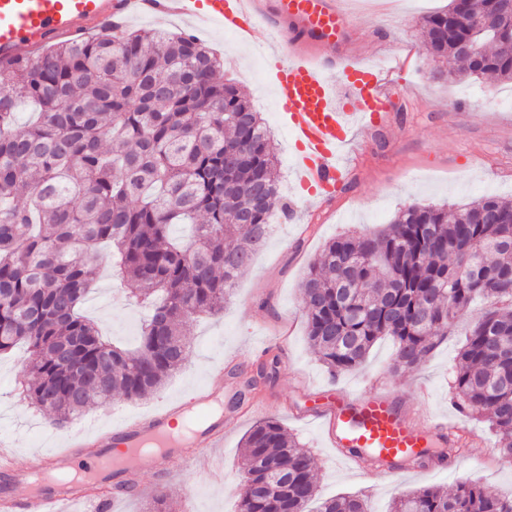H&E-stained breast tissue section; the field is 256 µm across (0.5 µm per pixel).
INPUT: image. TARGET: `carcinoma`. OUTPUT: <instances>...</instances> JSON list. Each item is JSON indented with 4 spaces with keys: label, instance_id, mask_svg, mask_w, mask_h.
Here are the masks:
<instances>
[{
    "label": "carcinoma",
    "instance_id": "1",
    "mask_svg": "<svg viewBox=\"0 0 512 512\" xmlns=\"http://www.w3.org/2000/svg\"><path fill=\"white\" fill-rule=\"evenodd\" d=\"M469 25L448 31V13ZM504 0H450L422 20L423 46L446 76L512 82ZM196 37L104 27L0 66V354L26 345L20 398L61 427L116 396L143 400L182 367L184 326L218 314L271 235L281 199L270 132ZM38 109L20 126L22 103ZM190 224L175 242L171 228ZM145 306L138 347L112 344L84 317L97 246ZM309 346L336 376L376 343L391 370L416 368L477 299L452 399L481 411L512 462V203L483 196L452 209L408 204L385 229L328 241L300 285ZM310 451L276 419L244 435L238 512H367L318 500ZM288 485L271 480L275 472ZM389 512H512L477 481L409 491Z\"/></svg>",
    "mask_w": 512,
    "mask_h": 512
}]
</instances>
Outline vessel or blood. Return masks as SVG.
Returning <instances> with one entry per match:
<instances>
[{
	"instance_id": "vessel-or-blood-1",
	"label": "vessel or blood",
	"mask_w": 512,
	"mask_h": 512,
	"mask_svg": "<svg viewBox=\"0 0 512 512\" xmlns=\"http://www.w3.org/2000/svg\"><path fill=\"white\" fill-rule=\"evenodd\" d=\"M346 0H0V64L62 38H76L103 24H125L135 13L186 17L219 25L266 45L267 60L283 116L294 143L293 169L300 188L331 192L347 177L346 154L353 131L387 123L391 99L383 70L351 51L352 17ZM338 67L348 94L339 97L326 72ZM210 387L189 401L134 416L91 431H73L59 448L37 456L33 471L18 467L12 441L0 433V473L11 486L0 489V512H111L116 489L149 470L165 478L174 467H190L224 441L223 365L212 366ZM321 420L339 460L370 463L400 475L424 448H457L459 429L444 420L409 416L383 389L337 395ZM25 486L19 498L15 486Z\"/></svg>"
}]
</instances>
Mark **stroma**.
I'll use <instances>...</instances> for the list:
<instances>
[{"label":"stroma","mask_w":512,"mask_h":512,"mask_svg":"<svg viewBox=\"0 0 512 512\" xmlns=\"http://www.w3.org/2000/svg\"><path fill=\"white\" fill-rule=\"evenodd\" d=\"M448 0H364L353 16L352 40L368 64L388 67L393 57L388 43L400 44L412 56L403 76L393 78L388 93L402 109L382 129H357L348 147L350 174L328 199L311 204L299 189L291 168L293 143L277 104L270 68L259 52L221 27L199 28L186 18L156 20L132 16L128 30L161 28L195 35L218 55L224 76L250 98L270 126L278 158L285 203L294 220L274 212L272 233L251 267L240 277L223 312L189 324L187 359L152 397L142 401L114 398L113 418L141 414L205 385L209 363L224 364V413L231 421L216 459L168 479L148 472L139 480L143 494L116 501L113 512H143L157 491H165L177 512H235L239 493L238 456L247 430L256 422L247 412L257 401L279 406V420L313 452L319 494H355L369 512H389L400 493L457 482L483 483L503 498L512 497V463L502 459L496 437L479 413L465 414L453 404L451 384L465 330L478 318L471 311L453 334L418 369L392 372L394 346L379 341L364 368L330 377L312 354L299 284L310 261L326 241L347 230L372 231L389 224L407 202L460 203L493 194L512 201V86L496 80L436 79L435 67L421 45L422 15L440 10ZM456 111H449V104ZM82 312L105 336L127 348L136 343L127 334L130 321H142L144 311L128 296L121 280L104 271ZM277 356L275 375L260 381L249 394L242 382L256 375L268 356ZM23 349L0 356V432L13 435L21 465H30L37 449L50 447L56 428L47 417L22 402L18 389L25 379ZM379 384L397 396L409 414L429 411L432 417L456 423L469 432V446L455 458L430 451L427 467L395 479L341 463L323 430L298 419L310 401L343 390L358 394Z\"/></svg>","instance_id":"stroma-1"}]
</instances>
